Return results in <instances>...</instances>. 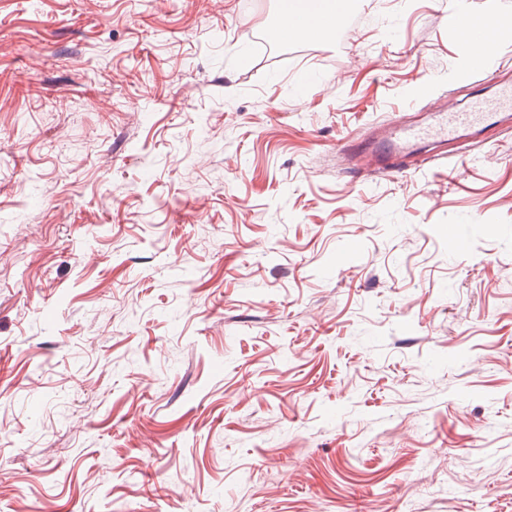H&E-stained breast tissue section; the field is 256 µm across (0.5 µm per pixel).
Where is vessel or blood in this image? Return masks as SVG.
Listing matches in <instances>:
<instances>
[{
  "instance_id": "vessel-or-blood-1",
  "label": "vessel or blood",
  "mask_w": 512,
  "mask_h": 512,
  "mask_svg": "<svg viewBox=\"0 0 512 512\" xmlns=\"http://www.w3.org/2000/svg\"><path fill=\"white\" fill-rule=\"evenodd\" d=\"M469 18L468 0H458L454 20L457 27L468 30L469 47L465 55L471 72L469 83L476 87H496V94L475 95L469 106L462 110L448 112L441 106H434L432 120L426 125L404 114L388 122L373 124L364 138H353L347 143L351 157L365 160L370 172L388 174L427 170L429 162L416 157L422 144L465 141L512 117V84L497 83L496 77L502 66L496 62L493 53L483 49L484 31L469 26Z\"/></svg>"
}]
</instances>
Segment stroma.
I'll return each mask as SVG.
<instances>
[{
  "mask_svg": "<svg viewBox=\"0 0 512 512\" xmlns=\"http://www.w3.org/2000/svg\"><path fill=\"white\" fill-rule=\"evenodd\" d=\"M451 7L0 0V512H512V125L343 149L472 99ZM281 12L284 20L296 17L303 21L304 31L313 33L314 26L327 14L343 13L347 0H281ZM432 122L420 124L399 115L390 122L375 123L362 139L347 142V151L354 160L365 159L374 174L420 172L431 169L428 161H419L416 153L422 144L445 145L449 141H466L488 127L510 119L512 84L501 83L494 96L475 95L469 106L448 112L432 102Z\"/></svg>",
  "mask_w": 512,
  "mask_h": 512,
  "instance_id": "1",
  "label": "stroma"
}]
</instances>
